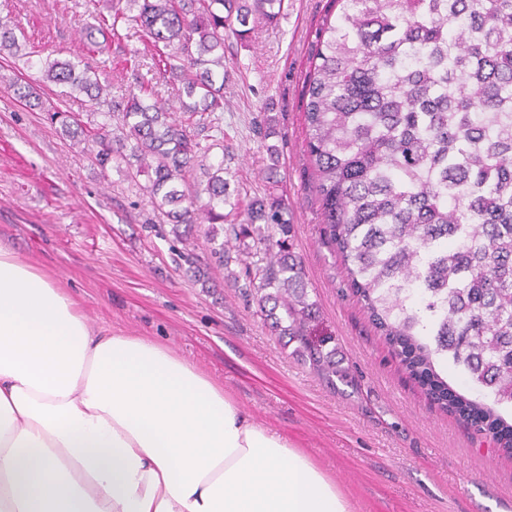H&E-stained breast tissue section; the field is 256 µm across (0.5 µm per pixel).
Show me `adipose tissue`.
<instances>
[{"label":"adipose tissue","mask_w":512,"mask_h":512,"mask_svg":"<svg viewBox=\"0 0 512 512\" xmlns=\"http://www.w3.org/2000/svg\"><path fill=\"white\" fill-rule=\"evenodd\" d=\"M0 512H352L222 384L0 246Z\"/></svg>","instance_id":"obj_1"}]
</instances>
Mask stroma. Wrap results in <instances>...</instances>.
<instances>
[{
  "label": "stroma",
  "mask_w": 512,
  "mask_h": 512,
  "mask_svg": "<svg viewBox=\"0 0 512 512\" xmlns=\"http://www.w3.org/2000/svg\"><path fill=\"white\" fill-rule=\"evenodd\" d=\"M104 0H0L17 18L29 58H0V245L69 288L94 329L158 341L223 384L244 411L287 437L335 477L353 512H512V455L476 439L409 377L347 285L323 233L314 173L305 156L303 86L315 29L330 0H284L276 23L247 41L224 40L223 133L191 128L199 154L223 160L232 199L281 200L288 242L300 258L319 331L332 336L346 381L327 382L265 324L245 269L262 254L220 232L216 264L204 233L175 238L141 175L100 167L98 146L73 145L47 110L96 128L104 117L85 95L43 81L47 56H84L82 24ZM136 38L109 39L103 65L113 97L152 80L130 55ZM38 87L25 102L14 83ZM207 269L208 285L193 267Z\"/></svg>",
  "instance_id": "35a3bbf8"
}]
</instances>
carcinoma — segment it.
Masks as SVG:
<instances>
[{
    "label": "carcinoma",
    "mask_w": 512,
    "mask_h": 512,
    "mask_svg": "<svg viewBox=\"0 0 512 512\" xmlns=\"http://www.w3.org/2000/svg\"><path fill=\"white\" fill-rule=\"evenodd\" d=\"M282 0H113L92 16L90 54L122 22L155 47L172 48L151 69L179 82L183 112L204 128L224 99V31L248 39L250 21L272 22ZM336 14L316 28L305 80L306 155L315 173L325 234L349 287L392 352L440 408L512 453V0H333ZM17 21L0 16V56H19ZM44 80L83 93L121 118L116 136L96 133L98 163L151 173L156 207L205 236L224 266L216 225L230 202L224 161L199 167L198 143L165 106L130 93L106 98L109 83L87 63L49 60ZM50 122L82 143L64 112ZM265 265L249 284L270 330L298 343L325 380L343 376L331 337H312L301 262L287 243L279 200L246 208ZM276 228L281 237L274 239ZM450 360L481 392L471 399L436 365Z\"/></svg>",
    "instance_id": "1"
}]
</instances>
